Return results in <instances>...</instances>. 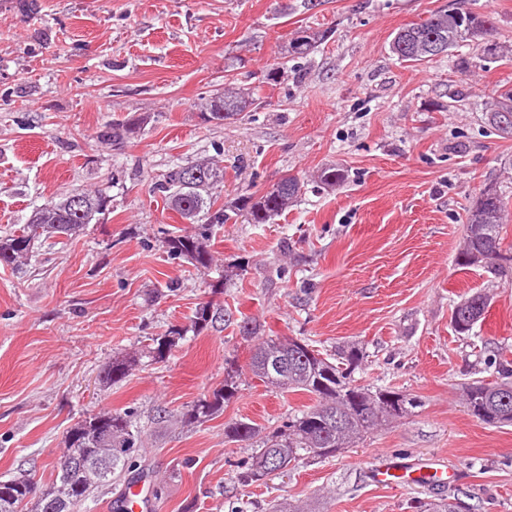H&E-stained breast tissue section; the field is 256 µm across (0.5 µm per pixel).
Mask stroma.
<instances>
[{
    "label": "stroma",
    "instance_id": "obj_1",
    "mask_svg": "<svg viewBox=\"0 0 512 512\" xmlns=\"http://www.w3.org/2000/svg\"><path fill=\"white\" fill-rule=\"evenodd\" d=\"M447 0H0V235L59 194L102 190L109 213L79 236L40 238L31 260L0 264V481L50 480L68 430L102 409L133 412L135 477L161 489L147 512H271L280 502L323 512H420L441 498L463 512H512V426H488L462 404L467 383L492 381L512 362V284L457 265L468 209L485 184L507 205L512 242V138L485 121L494 92L512 85V60L476 45L414 66L397 60L396 31ZM512 46V0H466ZM329 39L288 75L267 82L297 28ZM470 67L458 74L459 58ZM254 87L260 106L225 125L198 103L224 80ZM144 119L123 147L98 140L105 125ZM209 157L224 168L222 202L277 178H306L300 201L269 224L214 227L215 257L201 271L171 258L164 232L193 226L153 186L176 163ZM336 165L344 183L310 180ZM491 305L466 335L450 313L460 295ZM221 318L188 326L200 302ZM260 337H294L321 353L355 342L356 377L417 396L414 413L356 447L307 459L245 484L251 447L225 423L282 424L309 399L270 390L248 369ZM186 328L169 355L152 338ZM138 363L100 382L115 357ZM240 374L222 415L194 425L177 415ZM426 462L443 480L418 483ZM395 468L391 484L374 474Z\"/></svg>",
    "mask_w": 512,
    "mask_h": 512
}]
</instances>
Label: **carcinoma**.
I'll use <instances>...</instances> for the list:
<instances>
[{
	"label": "carcinoma",
	"instance_id": "carcinoma-1",
	"mask_svg": "<svg viewBox=\"0 0 512 512\" xmlns=\"http://www.w3.org/2000/svg\"><path fill=\"white\" fill-rule=\"evenodd\" d=\"M493 31L488 17L474 13L457 16L450 6L433 12L426 19L407 24L394 35L390 50L398 60L411 64L428 63L448 54L464 42L483 44V58H500L499 46L486 39ZM329 38L327 30L297 29L288 41L285 53L293 59H306ZM259 105L253 89L226 86L213 91L200 103L201 116L207 123L224 124L225 119L252 112ZM503 112L512 114V87L497 90L494 111L489 122L495 129L512 136V127L499 123ZM141 123L106 125L98 138L118 146L138 135ZM204 176L189 179L190 170ZM319 187L334 190L344 182L340 168L327 166L314 176ZM224 182V167L213 158L174 166L164 180L154 187L162 193L172 209L196 225L191 234L169 235L164 238L167 252L175 259H186L199 270L211 268V226L226 224L243 216L251 224H268L288 211L301 197L305 181L290 178L287 187L276 194L256 195L245 192L234 204H218L220 186ZM111 199L102 191L73 190L53 198L32 211L23 229L0 238V264L9 266L28 257L34 243L43 234L77 235L109 211ZM505 202L500 194L487 195L479 191L467 212L464 224V245L457 258L463 268L481 267L498 276L512 272V245L504 244L502 236ZM486 295L475 292L462 298L451 311L450 326L458 334L470 332L477 321L472 309ZM215 311L210 301L200 303L189 328L172 329L152 339L148 353L155 360L165 358L184 333L201 332L213 321ZM364 359L363 351L352 345L338 351L332 362L317 350H302L288 346L287 340L265 339L251 354L252 375L271 389L302 392L313 403L288 417L280 427L259 436L254 424L235 420L224 428L226 437L236 442L259 439L255 452L239 465L240 479L257 483L271 474L270 459L282 468L295 464L305 456L328 457L340 449L351 448L366 434L384 422L394 420L386 411L385 396H396L390 388L374 391L356 383L354 374ZM132 362L116 359L108 366L102 381L108 385L123 379ZM497 373L502 381H475L467 389V408L471 415L489 426L512 425V362L502 361ZM238 370L232 368L224 385L194 401L181 412V422L204 423L224 412V404L238 394ZM66 451L53 469L50 484L40 485L31 475L24 474L8 481V493L0 496V512H80L94 493L112 487V480L130 472L136 466L141 439L131 424L127 412L102 411L77 422L65 438Z\"/></svg>",
	"mask_w": 512,
	"mask_h": 512
}]
</instances>
